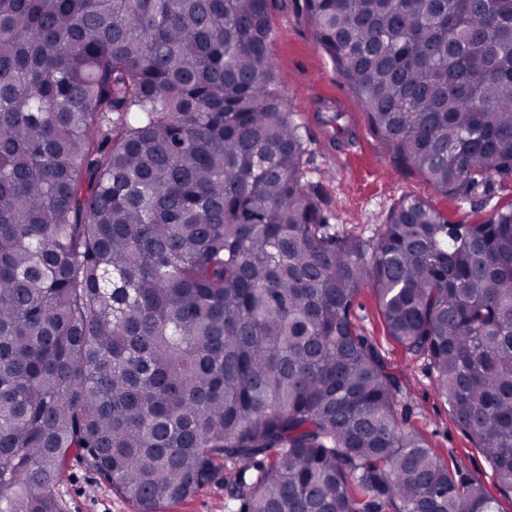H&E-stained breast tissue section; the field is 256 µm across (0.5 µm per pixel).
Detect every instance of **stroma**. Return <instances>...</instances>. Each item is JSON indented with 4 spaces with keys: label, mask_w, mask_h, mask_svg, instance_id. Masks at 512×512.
Returning <instances> with one entry per match:
<instances>
[{
    "label": "stroma",
    "mask_w": 512,
    "mask_h": 512,
    "mask_svg": "<svg viewBox=\"0 0 512 512\" xmlns=\"http://www.w3.org/2000/svg\"><path fill=\"white\" fill-rule=\"evenodd\" d=\"M271 56L280 89L297 112L309 138L310 170L337 230L362 237L374 234L400 197L416 196L434 205L450 221L471 223L484 218L485 207L512 204V183L493 185L472 203H459L438 192L415 173L393 169L366 126L365 114L343 77L300 17L292 0H279L272 22ZM339 112L356 132L353 141L333 143L324 116ZM354 320L375 344L400 387L399 412L424 435L433 451L460 474L479 479L498 512H512V492L501 490L496 476L473 440L453 420L434 373L423 359L406 353L387 335L377 300L362 289ZM63 512H136L133 503L76 458H69L55 487ZM165 512H235L224 486L223 472L185 501Z\"/></svg>",
    "instance_id": "obj_1"
}]
</instances>
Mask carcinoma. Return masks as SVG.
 I'll list each match as a JSON object with an SVG mask.
<instances>
[{"instance_id":"obj_1","label":"carcinoma","mask_w":512,"mask_h":512,"mask_svg":"<svg viewBox=\"0 0 512 512\" xmlns=\"http://www.w3.org/2000/svg\"><path fill=\"white\" fill-rule=\"evenodd\" d=\"M278 0H0V512L70 455L137 512H498L353 318L427 359L512 491V206L340 235L270 55ZM392 165L512 181V0H294ZM224 487V462L218 466L213 480L185 501L169 505L164 512H235Z\"/></svg>"}]
</instances>
